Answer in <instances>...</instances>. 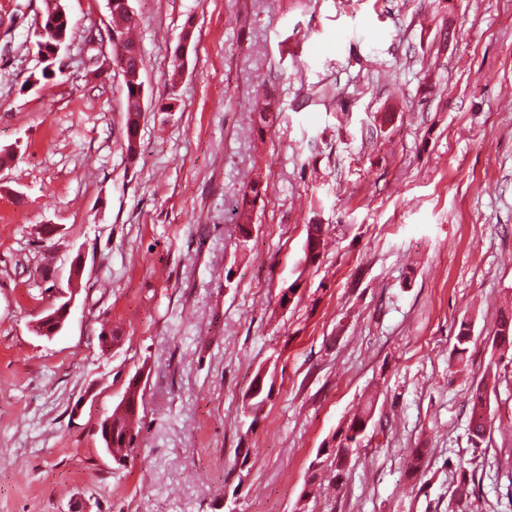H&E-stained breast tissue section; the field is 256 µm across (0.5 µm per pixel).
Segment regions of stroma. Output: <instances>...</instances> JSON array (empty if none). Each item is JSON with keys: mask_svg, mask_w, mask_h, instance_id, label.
Segmentation results:
<instances>
[{"mask_svg": "<svg viewBox=\"0 0 512 512\" xmlns=\"http://www.w3.org/2000/svg\"><path fill=\"white\" fill-rule=\"evenodd\" d=\"M60 2L71 37L47 61L46 0H0V512H468L461 459L482 512H512V352L492 346L512 303V0H130L133 156L107 0ZM265 84L283 112L261 134L245 105ZM258 175L242 247L232 210ZM310 224L328 244L304 268ZM65 288L69 320L41 335ZM136 373L119 469L100 424ZM370 395L342 481L304 496ZM122 73L124 77V112H126V147L127 151L132 153L135 151L136 141L134 132L138 129L142 112L140 105L142 104V99L139 101V98L142 97L143 83L140 80V73L137 75L134 70L122 71ZM469 435L474 447H479L487 430L491 429L492 418L489 417L487 397L484 388L477 386L470 394Z\"/></svg>", "mask_w": 512, "mask_h": 512, "instance_id": "obj_1", "label": "stroma"}]
</instances>
